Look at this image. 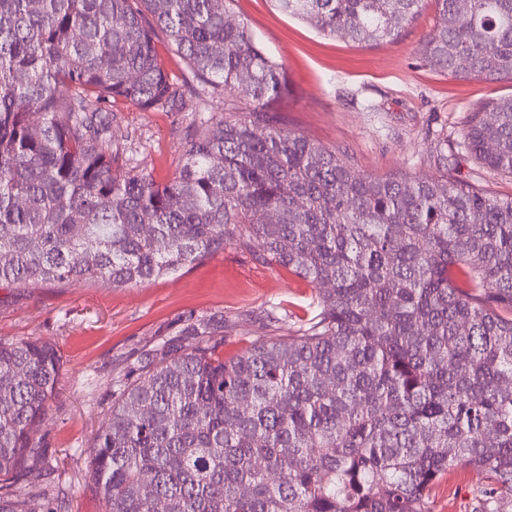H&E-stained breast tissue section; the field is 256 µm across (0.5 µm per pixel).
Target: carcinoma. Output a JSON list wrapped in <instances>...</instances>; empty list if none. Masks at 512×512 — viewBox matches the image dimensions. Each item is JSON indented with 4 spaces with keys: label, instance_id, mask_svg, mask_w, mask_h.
Listing matches in <instances>:
<instances>
[{
    "label": "carcinoma",
    "instance_id": "1",
    "mask_svg": "<svg viewBox=\"0 0 512 512\" xmlns=\"http://www.w3.org/2000/svg\"><path fill=\"white\" fill-rule=\"evenodd\" d=\"M426 66L512 81V0H273L326 36L397 39L427 2ZM232 0H0V286H138L234 243L316 289L292 336L226 359L224 316L188 318L113 382L88 448L108 512H432L454 467L475 512H512V196L452 174L366 176L289 131L282 65ZM186 64L172 81L157 42ZM230 87L248 104L192 126L167 181L128 168L112 107L174 112ZM458 147L512 177V96ZM64 359L0 338V477L34 441ZM0 512H27L19 490Z\"/></svg>",
    "mask_w": 512,
    "mask_h": 512
}]
</instances>
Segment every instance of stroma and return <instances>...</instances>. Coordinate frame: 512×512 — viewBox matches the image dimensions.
<instances>
[{
    "label": "stroma",
    "mask_w": 512,
    "mask_h": 512,
    "mask_svg": "<svg viewBox=\"0 0 512 512\" xmlns=\"http://www.w3.org/2000/svg\"><path fill=\"white\" fill-rule=\"evenodd\" d=\"M230 11L284 68L288 94L277 109L288 129L346 151L365 175L435 174L436 147L447 138L458 140L471 112L487 98L512 95V82L455 79L423 64L418 49L437 22L430 7L400 39L373 47L323 36L271 0H232ZM245 109L230 89L203 105L187 99L178 112L119 103L112 142L134 170L166 181L182 164L186 128ZM454 174L494 194H512V177L481 168L466 153L457 155ZM313 297L306 280L234 244L141 286L0 288V338L48 342L65 361L37 434L51 453L49 469L28 475L27 512H104L84 477L86 449L109 418L112 382L185 317L223 314L224 355L230 358L255 337L292 334L300 319L313 316ZM273 305L287 313L286 321L264 320ZM472 476L460 468L445 474L430 492L434 512H473L483 484Z\"/></svg>",
    "instance_id": "stroma-1"
}]
</instances>
